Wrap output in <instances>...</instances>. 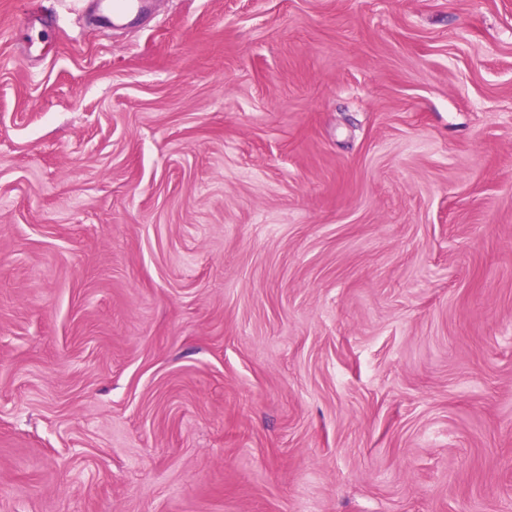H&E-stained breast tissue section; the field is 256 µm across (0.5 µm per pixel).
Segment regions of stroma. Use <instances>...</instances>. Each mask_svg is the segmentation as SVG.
<instances>
[{
  "label": "stroma",
  "instance_id": "1",
  "mask_svg": "<svg viewBox=\"0 0 512 512\" xmlns=\"http://www.w3.org/2000/svg\"><path fill=\"white\" fill-rule=\"evenodd\" d=\"M0 512H512V0H0Z\"/></svg>",
  "mask_w": 512,
  "mask_h": 512
}]
</instances>
